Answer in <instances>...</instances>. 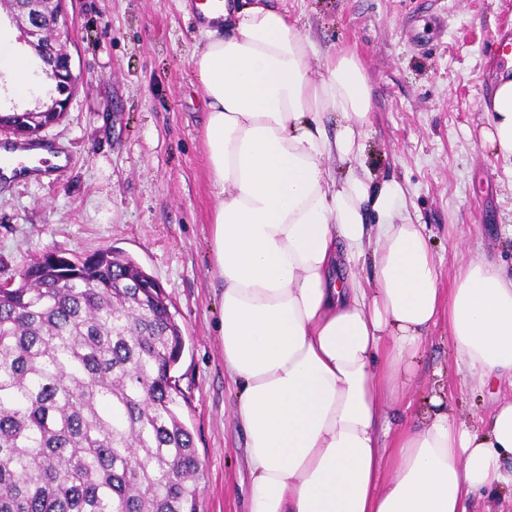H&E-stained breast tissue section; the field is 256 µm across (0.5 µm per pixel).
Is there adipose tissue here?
I'll use <instances>...</instances> for the list:
<instances>
[{"label": "adipose tissue", "mask_w": 512, "mask_h": 512, "mask_svg": "<svg viewBox=\"0 0 512 512\" xmlns=\"http://www.w3.org/2000/svg\"><path fill=\"white\" fill-rule=\"evenodd\" d=\"M193 65L247 512H466L476 494L512 484V398L481 430L440 396L412 421L383 416L411 408L403 392L442 324L465 376H512V276L473 259L442 288L404 188L359 164L371 95L354 57L321 54L272 0H227L223 33H208ZM1 73L19 99L53 89L2 35ZM487 109L483 144L512 161V75ZM358 263L370 278H336Z\"/></svg>", "instance_id": "obj_1"}]
</instances>
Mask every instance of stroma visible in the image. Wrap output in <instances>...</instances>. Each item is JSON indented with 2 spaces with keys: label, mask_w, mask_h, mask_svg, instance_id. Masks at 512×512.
Segmentation results:
<instances>
[{
  "label": "stroma",
  "mask_w": 512,
  "mask_h": 512,
  "mask_svg": "<svg viewBox=\"0 0 512 512\" xmlns=\"http://www.w3.org/2000/svg\"><path fill=\"white\" fill-rule=\"evenodd\" d=\"M319 48L354 54L371 92L361 161L398 181L426 225L449 286L474 258L512 272V164L481 146L482 103L512 62V0H282ZM61 44L80 80L65 117L42 137L71 150L60 177L0 189V282L43 254L113 248L172 302L184 349L174 374L202 463L203 512H246L245 438L237 388L216 326L223 287L211 267L218 204L204 165L205 110L192 56L205 41L191 0H69ZM442 379L459 418L478 427L512 383L464 386L446 337L423 357L414 400Z\"/></svg>",
  "instance_id": "1"
}]
</instances>
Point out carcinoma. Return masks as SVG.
Listing matches in <instances>:
<instances>
[{
	"mask_svg": "<svg viewBox=\"0 0 512 512\" xmlns=\"http://www.w3.org/2000/svg\"><path fill=\"white\" fill-rule=\"evenodd\" d=\"M182 348L161 284L110 248L0 288V512H201Z\"/></svg>",
	"mask_w": 512,
	"mask_h": 512,
	"instance_id": "cac0c4a2",
	"label": "carcinoma"
}]
</instances>
